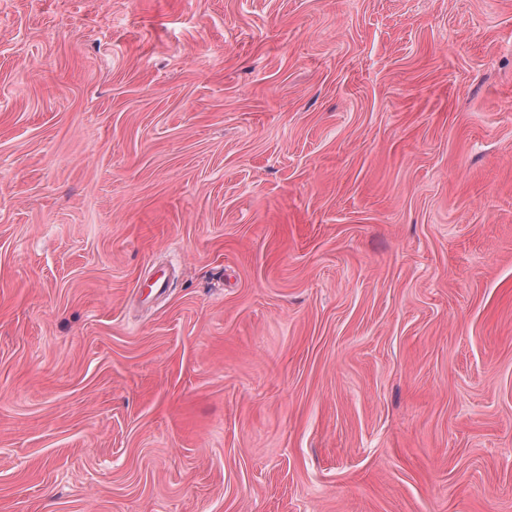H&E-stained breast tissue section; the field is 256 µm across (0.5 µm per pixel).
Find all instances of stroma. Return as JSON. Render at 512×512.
Masks as SVG:
<instances>
[{
  "label": "stroma",
  "mask_w": 512,
  "mask_h": 512,
  "mask_svg": "<svg viewBox=\"0 0 512 512\" xmlns=\"http://www.w3.org/2000/svg\"><path fill=\"white\" fill-rule=\"evenodd\" d=\"M0 512H512V0H0Z\"/></svg>",
  "instance_id": "1"
}]
</instances>
